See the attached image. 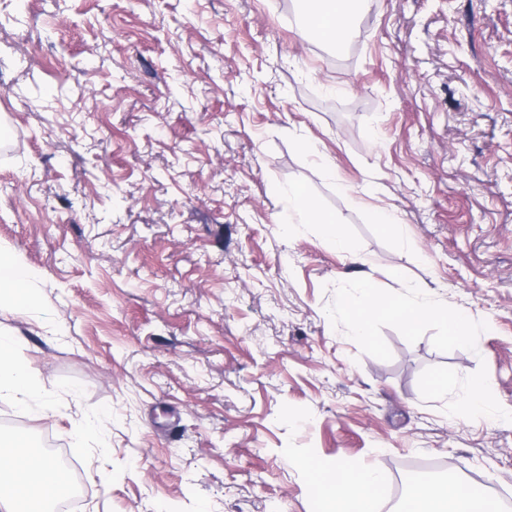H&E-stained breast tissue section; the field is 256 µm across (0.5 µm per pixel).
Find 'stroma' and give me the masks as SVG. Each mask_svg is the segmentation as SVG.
Segmentation results:
<instances>
[{"label":"stroma","mask_w":512,"mask_h":512,"mask_svg":"<svg viewBox=\"0 0 512 512\" xmlns=\"http://www.w3.org/2000/svg\"><path fill=\"white\" fill-rule=\"evenodd\" d=\"M307 11L0 0V247L40 299L0 333L52 408L0 401V426L53 438L75 512H319L307 460L377 467L380 512L429 464L512 512V0H369L340 50ZM360 278L433 290L472 344L386 318L353 341ZM287 201L289 207L293 208L300 214L308 217L310 222L319 224L322 234L329 239L336 241V246L343 252H352V246L349 242L343 240L338 232L335 221L326 216H315L312 211V203L309 201L306 191L299 186L292 187L288 190ZM468 400L476 412L486 413L491 407V396L488 384L482 379L472 380L469 387Z\"/></svg>","instance_id":"obj_1"}]
</instances>
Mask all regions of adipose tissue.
I'll return each mask as SVG.
<instances>
[{
    "mask_svg": "<svg viewBox=\"0 0 512 512\" xmlns=\"http://www.w3.org/2000/svg\"><path fill=\"white\" fill-rule=\"evenodd\" d=\"M366 3L367 0H310L309 33L340 41L350 20ZM33 279V271L17 255L0 251V310L19 314L35 310L39 298L31 286ZM340 303L350 317L353 337L363 343L370 342L371 324L380 317L409 328L437 319L449 345L472 342L467 318L448 310L429 292L416 299L406 298L399 292L382 298L364 281L359 293L344 294ZM39 393L37 380L19 360L16 341L1 335L0 401L24 405ZM27 448L28 436L22 432L0 445V483L8 486L7 493H0V512H17L16 501L20 498L47 503L67 492L59 465L48 457L31 455ZM314 483L323 512H379L378 498L384 478L376 468L341 462L330 469L316 470ZM402 512H497V508L479 490L451 480L438 486L414 487Z\"/></svg>",
    "mask_w": 512,
    "mask_h": 512,
    "instance_id": "ef3b65f1",
    "label": "adipose tissue"
}]
</instances>
